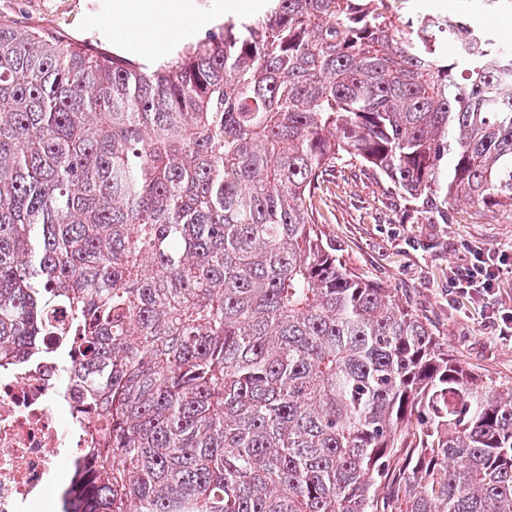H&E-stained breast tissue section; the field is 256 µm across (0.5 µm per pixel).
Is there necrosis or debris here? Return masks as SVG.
Here are the masks:
<instances>
[{
	"label": "necrosis or debris",
	"instance_id": "1",
	"mask_svg": "<svg viewBox=\"0 0 512 512\" xmlns=\"http://www.w3.org/2000/svg\"><path fill=\"white\" fill-rule=\"evenodd\" d=\"M66 381L50 355L0 371V512H46L55 496L46 476L75 471L93 442Z\"/></svg>",
	"mask_w": 512,
	"mask_h": 512
}]
</instances>
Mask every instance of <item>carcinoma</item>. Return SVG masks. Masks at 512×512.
Instances as JSON below:
<instances>
[{"mask_svg":"<svg viewBox=\"0 0 512 512\" xmlns=\"http://www.w3.org/2000/svg\"><path fill=\"white\" fill-rule=\"evenodd\" d=\"M268 0L153 65L0 16V367L95 415L62 512H512V384L347 270L354 157L418 214L512 206V43Z\"/></svg>","mask_w":512,"mask_h":512,"instance_id":"obj_1","label":"carcinoma"}]
</instances>
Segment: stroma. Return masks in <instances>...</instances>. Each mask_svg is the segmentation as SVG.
<instances>
[{
	"instance_id": "1",
	"label": "stroma",
	"mask_w": 512,
	"mask_h": 512,
	"mask_svg": "<svg viewBox=\"0 0 512 512\" xmlns=\"http://www.w3.org/2000/svg\"><path fill=\"white\" fill-rule=\"evenodd\" d=\"M224 3L183 0L178 21L162 14L130 21L117 14L115 0H0V15L139 60L170 57L169 40L184 44L204 37L222 23ZM317 205L324 237L350 271L395 289L442 348L494 380L512 382V334L492 317L512 310V267L501 271L488 298H465L449 288L473 249L512 244V207L460 200L450 207L447 223L432 224L413 215L384 176L349 158L324 175Z\"/></svg>"
}]
</instances>
